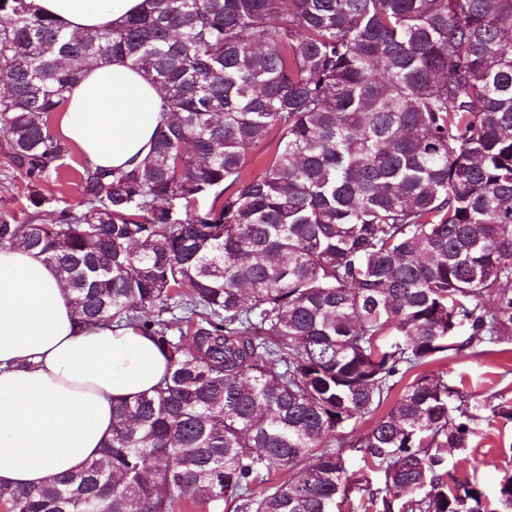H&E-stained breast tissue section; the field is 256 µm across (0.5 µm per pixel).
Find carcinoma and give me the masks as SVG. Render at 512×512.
I'll return each instance as SVG.
<instances>
[{
    "label": "carcinoma",
    "instance_id": "carcinoma-1",
    "mask_svg": "<svg viewBox=\"0 0 512 512\" xmlns=\"http://www.w3.org/2000/svg\"><path fill=\"white\" fill-rule=\"evenodd\" d=\"M114 61L161 92L150 151L80 164L77 207L1 220L0 247L167 371L112 404L100 457L0 507L342 512L358 489L364 512H512V476L489 501L448 470L471 416L426 369L463 328L476 355L512 336V0H144L85 32L3 0L0 134L31 182L64 167L71 87ZM276 144V132L273 131L267 138L260 141L251 149V161L246 169L249 177H259L265 169L266 159L273 152Z\"/></svg>",
    "mask_w": 512,
    "mask_h": 512
}]
</instances>
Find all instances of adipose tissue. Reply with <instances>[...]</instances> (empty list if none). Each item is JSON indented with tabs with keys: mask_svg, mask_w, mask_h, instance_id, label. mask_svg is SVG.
Masks as SVG:
<instances>
[{
	"mask_svg": "<svg viewBox=\"0 0 512 512\" xmlns=\"http://www.w3.org/2000/svg\"><path fill=\"white\" fill-rule=\"evenodd\" d=\"M68 30L102 29L142 0H35ZM159 89L127 65H89L59 115L91 166L126 169L148 152ZM167 363L133 327L80 324L56 269L0 247V487L36 488L80 470L112 435V403L151 390Z\"/></svg>",
	"mask_w": 512,
	"mask_h": 512,
	"instance_id": "ef3b65f1",
	"label": "adipose tissue"
}]
</instances>
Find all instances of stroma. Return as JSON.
I'll use <instances>...</instances> for the list:
<instances>
[{"label":"stroma","instance_id":"obj_1","mask_svg":"<svg viewBox=\"0 0 512 512\" xmlns=\"http://www.w3.org/2000/svg\"><path fill=\"white\" fill-rule=\"evenodd\" d=\"M34 190L44 198L41 206L29 201ZM77 202L75 182L69 175L29 185L9 164L5 139L0 136V220L25 224L35 216L50 224ZM435 368L444 372L449 386L466 396L474 428L467 448L449 452L448 467L458 480L476 484L487 498H494L499 482L512 475V421L491 410L496 402L512 406V336L500 337L489 354L480 357L467 349L448 351Z\"/></svg>","mask_w":512,"mask_h":512}]
</instances>
